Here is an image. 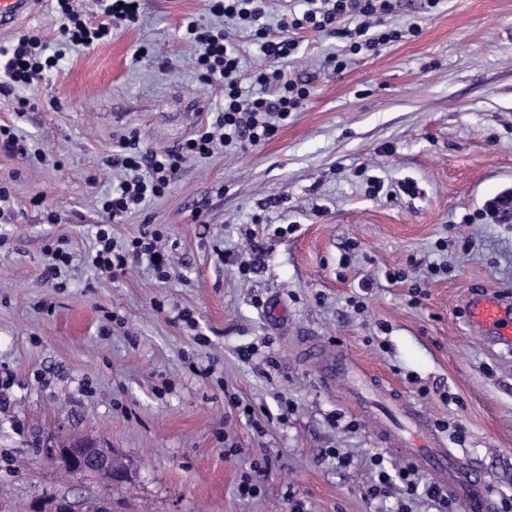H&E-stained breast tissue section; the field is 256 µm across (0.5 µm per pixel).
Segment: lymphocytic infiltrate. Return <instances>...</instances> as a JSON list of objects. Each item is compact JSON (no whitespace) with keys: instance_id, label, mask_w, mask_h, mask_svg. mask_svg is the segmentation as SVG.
Wrapping results in <instances>:
<instances>
[{"instance_id":"1","label":"lymphocytic infiltrate","mask_w":512,"mask_h":512,"mask_svg":"<svg viewBox=\"0 0 512 512\" xmlns=\"http://www.w3.org/2000/svg\"><path fill=\"white\" fill-rule=\"evenodd\" d=\"M55 2L62 38L84 47L108 37L113 22H136L141 9L140 0H98L103 20L95 23L84 11L72 7L70 0ZM300 3L301 12L283 18L275 30L266 21L267 0H208L209 12L224 21L222 28L211 31L195 22L187 23V34L193 35L199 47L194 66L204 81L220 85L224 105L212 125L170 150L145 151L136 133L124 135L120 152L107 160L108 166L121 172L102 203L109 219L121 218L138 210L146 201L164 196L187 159L209 157L220 146L242 149L272 137L278 122L298 111L307 99L308 87L288 79L278 69L255 75L258 92L241 86L238 80L241 56L232 40L239 24L253 28L261 53L272 61L295 53L298 42L292 33L299 29L345 39L346 50L352 55L377 50L402 37L399 29H381L375 25L376 19L393 12L396 0H300ZM43 51L41 41L27 37L0 49V55L7 58L4 69L0 70V90L8 93L44 79L56 59L44 56ZM162 237L160 229L146 226L138 237L121 245L108 229H98L91 264L114 275L125 271L129 263L145 259L158 274H166L172 261L159 245Z\"/></svg>"}]
</instances>
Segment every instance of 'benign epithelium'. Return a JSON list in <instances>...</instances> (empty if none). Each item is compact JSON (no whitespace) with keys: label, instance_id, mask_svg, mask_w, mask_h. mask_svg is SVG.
Returning <instances> with one entry per match:
<instances>
[{"label":"benign epithelium","instance_id":"benign-epithelium-1","mask_svg":"<svg viewBox=\"0 0 512 512\" xmlns=\"http://www.w3.org/2000/svg\"><path fill=\"white\" fill-rule=\"evenodd\" d=\"M40 452L53 459H65L76 477H97L109 485L127 479V471L117 465L112 449L103 448L89 438L71 443H58L49 438L41 443ZM29 512H115L112 497L103 492L93 502L69 495L39 497L29 506Z\"/></svg>","mask_w":512,"mask_h":512}]
</instances>
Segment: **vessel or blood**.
Here are the masks:
<instances>
[{
    "mask_svg": "<svg viewBox=\"0 0 512 512\" xmlns=\"http://www.w3.org/2000/svg\"><path fill=\"white\" fill-rule=\"evenodd\" d=\"M35 0H0V27L11 26L30 14ZM470 327L477 332H492L495 342L512 350V301L498 294L485 293L468 301ZM307 356L320 362L325 382L345 383L360 410L372 413L378 435L387 443L410 448L417 466L433 476L449 497L460 501L466 512H495V502L487 484L469 470L464 457L446 448L444 441L433 431L425 417L405 398L395 405L404 421L396 428L385 415L373 413L365 395L379 390L377 376L364 370L354 357L337 352L325 357L316 345H308Z\"/></svg>",
    "mask_w": 512,
    "mask_h": 512,
    "instance_id": "b4317fda",
    "label": "vessel or blood"
}]
</instances>
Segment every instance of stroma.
<instances>
[{
	"label": "stroma",
	"mask_w": 512,
	"mask_h": 512,
	"mask_svg": "<svg viewBox=\"0 0 512 512\" xmlns=\"http://www.w3.org/2000/svg\"><path fill=\"white\" fill-rule=\"evenodd\" d=\"M193 19L212 23L204 0H146L138 24L0 91V126L30 146L0 147V512L98 493L37 453L48 435L111 449L128 471L116 512H440L424 474L416 496L397 480L370 495L410 451L323 382L307 336L415 403L512 501V354L466 314L472 294L512 298V223L481 214L512 192V0H398L384 23L404 37L342 70L327 61L342 39L298 31L277 66L307 84L300 110L247 150L187 162L113 224L121 244L161 229L168 277L144 262L101 273L88 256L122 135L170 149L224 102L193 68ZM59 26L39 0L0 47L29 33L58 50ZM57 240L73 262L54 279ZM248 244L254 272L240 267Z\"/></svg>",
	"instance_id": "35a3bbf8"
}]
</instances>
